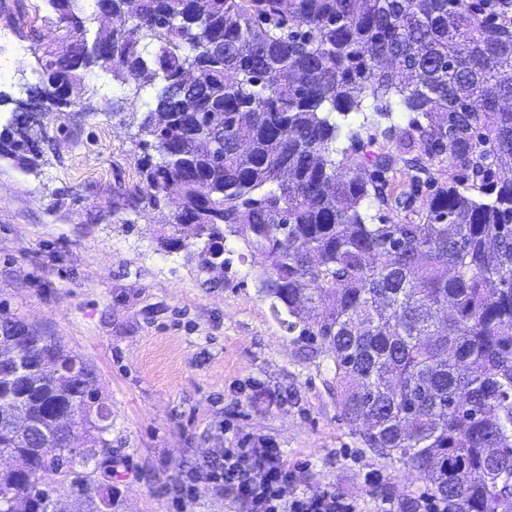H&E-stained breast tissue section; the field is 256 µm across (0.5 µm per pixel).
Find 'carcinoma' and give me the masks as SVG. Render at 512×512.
I'll return each mask as SVG.
<instances>
[{"instance_id":"cac0c4a2","label":"carcinoma","mask_w":512,"mask_h":512,"mask_svg":"<svg viewBox=\"0 0 512 512\" xmlns=\"http://www.w3.org/2000/svg\"><path fill=\"white\" fill-rule=\"evenodd\" d=\"M66 38L39 48L38 83L0 125V157L33 170L45 138L28 106L62 112L96 71L125 88L106 102L149 97L136 147L138 203L165 207L169 249L201 262L224 254V227L256 229L262 293L299 341H320L336 400L363 442L414 467L448 512H505L512 489V10L503 0H45ZM391 98L407 113L397 152L369 153L355 133L336 149V115ZM373 168L365 180L351 166ZM403 165L432 188L418 222L368 220L387 207L388 173ZM448 169L438 181L434 168ZM0 320V453L27 461L33 436L11 432L14 404L64 420L63 462L29 475L42 512L62 491L112 512L117 473L110 412L85 364L27 327L58 373L28 367ZM0 471V512H30Z\"/></svg>"}]
</instances>
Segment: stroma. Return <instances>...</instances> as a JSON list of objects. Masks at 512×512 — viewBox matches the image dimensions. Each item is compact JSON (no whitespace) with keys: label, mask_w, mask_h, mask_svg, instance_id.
<instances>
[{"label":"stroma","mask_w":512,"mask_h":512,"mask_svg":"<svg viewBox=\"0 0 512 512\" xmlns=\"http://www.w3.org/2000/svg\"><path fill=\"white\" fill-rule=\"evenodd\" d=\"M60 34L45 0H0L9 102L36 83L38 45ZM143 110L52 113L35 170L0 161V316L21 317L93 370L120 462L112 512H247L216 476L225 449L266 447L292 474L285 501L331 487L359 512L387 501L412 512L426 484L345 422L326 353L295 340L260 292L264 253L228 233L223 266L209 269L162 246L174 233L167 214L132 198ZM415 176L402 166L389 175V194L411 196L408 207L368 214L416 216L425 196L412 194Z\"/></svg>","instance_id":"1"}]
</instances>
